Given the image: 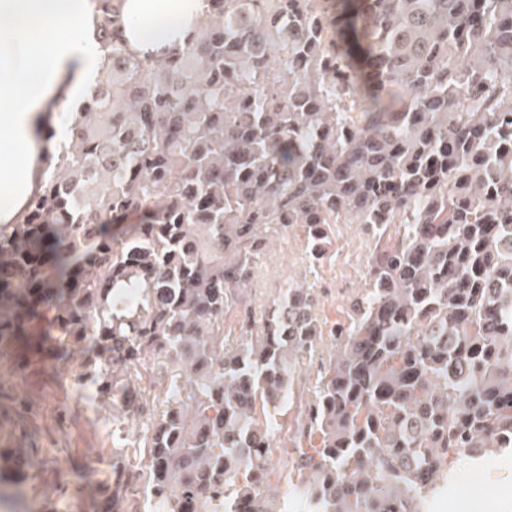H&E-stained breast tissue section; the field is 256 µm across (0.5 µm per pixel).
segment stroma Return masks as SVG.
I'll list each match as a JSON object with an SVG mask.
<instances>
[{
	"label": "stroma",
	"mask_w": 512,
	"mask_h": 512,
	"mask_svg": "<svg viewBox=\"0 0 512 512\" xmlns=\"http://www.w3.org/2000/svg\"><path fill=\"white\" fill-rule=\"evenodd\" d=\"M370 247L361 225H337L328 261L312 269L302 234L270 243L251 285L256 310L270 305L280 285L294 278L312 289L318 318L345 319L366 283ZM25 358L17 363L14 351L0 349V448L20 454L25 476L19 495L0 512H95L134 429L111 408L86 399L78 359H55L47 346ZM480 470L486 489L453 491L447 512H470V504L497 489L502 495L496 512H512V457L489 458Z\"/></svg>",
	"instance_id": "1"
}]
</instances>
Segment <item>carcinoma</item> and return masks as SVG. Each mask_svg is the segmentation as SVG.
Instances as JSON below:
<instances>
[{"label":"carcinoma","instance_id":"carcinoma-1","mask_svg":"<svg viewBox=\"0 0 512 512\" xmlns=\"http://www.w3.org/2000/svg\"><path fill=\"white\" fill-rule=\"evenodd\" d=\"M96 2L107 65L0 225V347L44 319L147 417L99 512L141 483L153 512H433L462 461L512 452V0H207L152 56ZM336 224L373 242L346 321L293 282L256 319L268 244L298 228L315 267ZM325 334L282 491L271 428Z\"/></svg>","mask_w":512,"mask_h":512}]
</instances>
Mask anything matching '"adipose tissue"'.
<instances>
[{"label": "adipose tissue", "mask_w": 512, "mask_h": 512, "mask_svg": "<svg viewBox=\"0 0 512 512\" xmlns=\"http://www.w3.org/2000/svg\"><path fill=\"white\" fill-rule=\"evenodd\" d=\"M206 0H125L135 55L165 51L199 22ZM94 0H0V224L18 223L45 178V134L64 133L105 63Z\"/></svg>", "instance_id": "obj_1"}]
</instances>
